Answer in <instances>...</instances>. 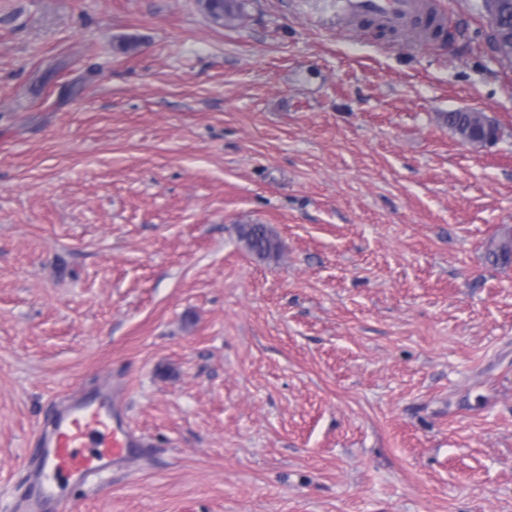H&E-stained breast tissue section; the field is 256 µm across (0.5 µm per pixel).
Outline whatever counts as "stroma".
<instances>
[{
  "label": "stroma",
  "mask_w": 512,
  "mask_h": 512,
  "mask_svg": "<svg viewBox=\"0 0 512 512\" xmlns=\"http://www.w3.org/2000/svg\"><path fill=\"white\" fill-rule=\"evenodd\" d=\"M434 2L0 0V512L107 374L147 445L77 512H512V70ZM201 10L213 22L230 26L238 20L245 8L244 0H198ZM347 14L355 19L370 16L394 30H414L428 10L427 0H344ZM444 119L448 128L465 142L483 146L498 138V126L485 113L460 110L448 113ZM239 237L247 249L263 259L278 258L281 245L271 228L266 224H242L238 229Z\"/></svg>",
  "instance_id": "stroma-1"
}]
</instances>
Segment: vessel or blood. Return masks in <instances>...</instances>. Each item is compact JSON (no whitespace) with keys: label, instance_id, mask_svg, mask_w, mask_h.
<instances>
[{"label":"vessel or blood","instance_id":"b4317fda","mask_svg":"<svg viewBox=\"0 0 512 512\" xmlns=\"http://www.w3.org/2000/svg\"><path fill=\"white\" fill-rule=\"evenodd\" d=\"M345 6L352 18L369 16L394 30L414 29L428 10L426 0H345ZM141 445L126 425L111 386L93 398L71 396L36 438L37 465L29 475L27 512H74L67 488L101 484Z\"/></svg>","mask_w":512,"mask_h":512}]
</instances>
